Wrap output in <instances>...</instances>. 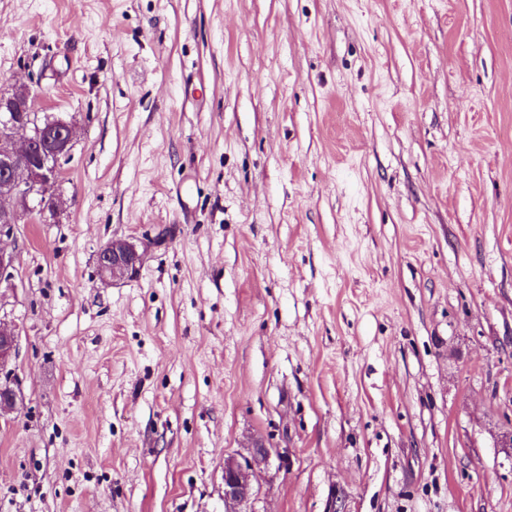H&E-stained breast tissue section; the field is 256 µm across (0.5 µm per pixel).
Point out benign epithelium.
I'll use <instances>...</instances> for the list:
<instances>
[{
    "label": "benign epithelium",
    "instance_id": "obj_1",
    "mask_svg": "<svg viewBox=\"0 0 512 512\" xmlns=\"http://www.w3.org/2000/svg\"><path fill=\"white\" fill-rule=\"evenodd\" d=\"M73 138L70 123L39 117L29 87L0 92V239L13 236L24 218L59 210L61 161ZM142 262L143 253L127 239L113 238L97 254L101 277L113 282L136 277ZM13 349L14 332L0 325V370ZM268 459V450L259 443L248 457L224 458V512H245L241 506L254 496L255 472Z\"/></svg>",
    "mask_w": 512,
    "mask_h": 512
}]
</instances>
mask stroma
I'll return each instance as SVG.
<instances>
[{
  "label": "stroma",
  "instance_id": "35a3bbf8",
  "mask_svg": "<svg viewBox=\"0 0 512 512\" xmlns=\"http://www.w3.org/2000/svg\"><path fill=\"white\" fill-rule=\"evenodd\" d=\"M19 84L0 512H224L258 441L252 512H512V0H0ZM73 138L70 123L39 117L29 87L0 91V240L12 237L22 219L59 210L61 161ZM33 199L41 208L31 206ZM143 262V252L127 239L112 238L97 254V268L103 279L129 280L137 276ZM267 448L256 443L249 457L238 459L227 456L224 459V512H252L239 507L247 504L254 496L252 480L255 472L267 464Z\"/></svg>",
  "mask_w": 512,
  "mask_h": 512
}]
</instances>
